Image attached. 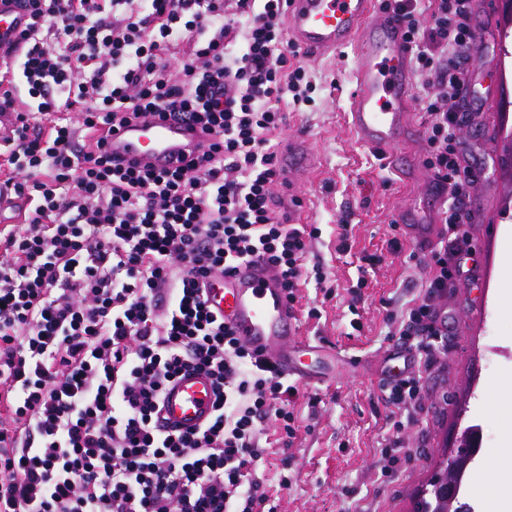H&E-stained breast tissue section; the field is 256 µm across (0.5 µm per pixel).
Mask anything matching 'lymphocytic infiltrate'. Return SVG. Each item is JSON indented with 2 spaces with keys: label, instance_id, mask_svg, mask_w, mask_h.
<instances>
[{
  "label": "lymphocytic infiltrate",
  "instance_id": "lymphocytic-infiltrate-1",
  "mask_svg": "<svg viewBox=\"0 0 512 512\" xmlns=\"http://www.w3.org/2000/svg\"><path fill=\"white\" fill-rule=\"evenodd\" d=\"M28 2L22 51L0 64V160L26 204L23 222L0 225V512H265L256 472L270 444L296 438L298 390L208 309L205 286L252 257L294 302L327 281L305 263L319 228L277 211L274 137L317 89L284 37L288 0ZM383 6L406 22L424 165L446 196L423 291L385 316L416 354L382 384L389 475L426 411L421 381L443 366L440 311L472 252L455 131L474 32L473 0ZM164 112L192 114L207 145L169 171L115 165L108 132ZM186 370L212 379L214 418L160 431L163 393Z\"/></svg>",
  "mask_w": 512,
  "mask_h": 512
}]
</instances>
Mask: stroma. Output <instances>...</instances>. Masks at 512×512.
<instances>
[{
	"label": "stroma",
	"mask_w": 512,
	"mask_h": 512,
	"mask_svg": "<svg viewBox=\"0 0 512 512\" xmlns=\"http://www.w3.org/2000/svg\"><path fill=\"white\" fill-rule=\"evenodd\" d=\"M354 47L302 64L317 84V105L288 112L285 133L306 136L315 167L299 190L302 221L320 228L307 265L323 264L332 296L314 285L301 289L297 306L304 337L322 339L345 357L366 360V368L330 385L299 386L294 401L300 429L291 447L272 449L258 470L277 512H417L416 503L443 461L455 448L461 430L475 425L481 449L465 480L472 512H482L478 492L490 500L512 499V53L500 39L486 37L471 54L467 75L475 95L496 93L493 112L472 113L457 130L462 163L474 181L469 192L471 220L465 229L477 251V277L460 280L448 295L447 366L424 377L431 406L403 436L412 460L389 477L382 476L379 450L393 434L376 366L393 345L384 318L404 312L424 288L427 271L410 258L389 251L401 237L396 216L416 198L415 192L385 166L379 153L364 145L347 120ZM496 138L487 141L485 122ZM349 223L351 251L336 253L340 223ZM384 260L364 275L361 300L351 305L362 259ZM318 317H309V309ZM362 328L353 331L352 318ZM292 483L280 487L281 472ZM356 491L344 495L345 488Z\"/></svg>",
	"instance_id": "35a3bbf8"
}]
</instances>
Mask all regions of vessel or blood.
<instances>
[{
	"instance_id": "obj_1",
	"label": "vessel or blood",
	"mask_w": 512,
	"mask_h": 512,
	"mask_svg": "<svg viewBox=\"0 0 512 512\" xmlns=\"http://www.w3.org/2000/svg\"><path fill=\"white\" fill-rule=\"evenodd\" d=\"M29 18L21 0H0V61L16 49ZM288 26L295 43L313 55L363 40L353 58L350 124L360 140L384 153L393 167L413 170L415 93L401 17L377 8L376 0H289ZM201 140L189 121L150 117L114 132L105 150L124 167L162 171L182 165ZM278 166L289 186L300 183L312 166L306 142L290 137ZM398 222L422 250L438 235L439 227L425 208H405ZM205 298L232 334L255 355L268 359L288 382L320 385L359 367L356 359L340 356L330 345L301 336L298 312L282 286L279 270L262 259L236 262L224 276L213 278ZM213 402L206 376L181 374L164 392L156 425L168 432L198 430L212 420Z\"/></svg>"
}]
</instances>
